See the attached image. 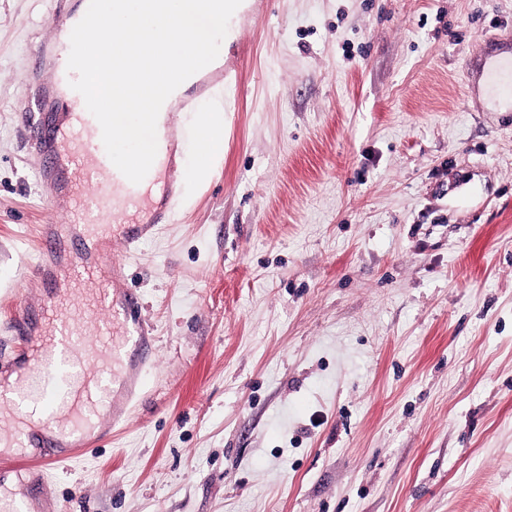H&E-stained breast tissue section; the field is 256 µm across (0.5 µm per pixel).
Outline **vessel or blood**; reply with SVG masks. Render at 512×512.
Instances as JSON below:
<instances>
[{"label":"vessel or blood","instance_id":"obj_1","mask_svg":"<svg viewBox=\"0 0 512 512\" xmlns=\"http://www.w3.org/2000/svg\"><path fill=\"white\" fill-rule=\"evenodd\" d=\"M52 50L60 67L56 76L59 100H75L70 86L75 75L66 66L70 33L59 30ZM237 71L227 64L195 75L193 89L181 108L201 102L215 84L233 85ZM33 152L50 157L41 170V182L64 189L69 200L71 223L81 225L83 240L68 252L65 262L37 266V274L63 281L42 305V325L32 329L28 309H21L10 323L11 344L0 347V357L17 372L14 402L0 404V441L16 448L15 456L0 455V469L14 460H27L43 470H52L87 445L89 438L104 439L121 418L113 401L112 362L119 351V335L135 336V354L147 359L149 339L141 323L137 295L122 287L115 267L120 256L113 240L128 247L150 237L156 225L165 223L162 205L147 191L157 172L149 170L144 182H130L112 163L102 142L101 127L86 106L71 112L64 125L34 123L29 130ZM95 193H87V185ZM107 320H100V313ZM122 334H115V326ZM90 355L97 372L59 373L58 354Z\"/></svg>","mask_w":512,"mask_h":512}]
</instances>
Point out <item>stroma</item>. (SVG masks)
Listing matches in <instances>:
<instances>
[{"instance_id": "1", "label": "stroma", "mask_w": 512, "mask_h": 512, "mask_svg": "<svg viewBox=\"0 0 512 512\" xmlns=\"http://www.w3.org/2000/svg\"><path fill=\"white\" fill-rule=\"evenodd\" d=\"M57 20L0 0V337L64 223L21 116ZM512 0H264L238 80L173 116L167 221L124 256L153 357L24 512H512V109L467 94ZM224 151L187 179L198 112ZM26 283V297L12 292Z\"/></svg>"}]
</instances>
